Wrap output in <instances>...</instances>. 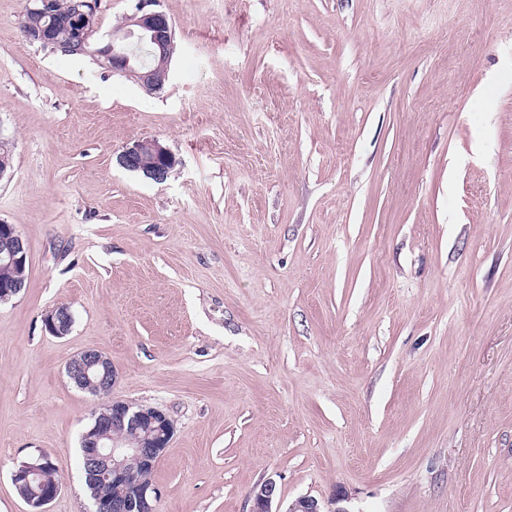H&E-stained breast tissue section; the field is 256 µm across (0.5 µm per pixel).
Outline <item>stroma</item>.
<instances>
[{
  "instance_id": "1",
  "label": "stroma",
  "mask_w": 512,
  "mask_h": 512,
  "mask_svg": "<svg viewBox=\"0 0 512 512\" xmlns=\"http://www.w3.org/2000/svg\"><path fill=\"white\" fill-rule=\"evenodd\" d=\"M0 0V512L47 456L91 512L80 438L114 398L169 415L156 512H250L277 484L350 512H512V0H160L149 94L27 41ZM156 139L154 182L118 163ZM68 306L70 333L44 315ZM176 163L174 155L156 139L136 140L126 145L119 155V164L131 171L142 172L154 181H164ZM3 235L12 242L11 247L6 250H2L7 246ZM0 237V273L10 277L2 283L0 281L2 302L17 296L24 289V278L20 277V274L25 270L29 248L16 225L0 224ZM276 497V484L268 480L257 486L252 492L253 506L251 512H273L272 503Z\"/></svg>"
}]
</instances>
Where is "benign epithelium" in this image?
I'll list each match as a JSON object with an SVG mask.
<instances>
[{
    "label": "benign epithelium",
    "mask_w": 512,
    "mask_h": 512,
    "mask_svg": "<svg viewBox=\"0 0 512 512\" xmlns=\"http://www.w3.org/2000/svg\"><path fill=\"white\" fill-rule=\"evenodd\" d=\"M100 0H78L71 21L76 26L80 53L102 59L105 66L134 80L148 93L163 89L169 80L170 61L166 54L175 32L169 17L162 11L149 10L148 0L139 4L138 10L127 18L122 37L91 49L93 37L98 32ZM32 14H55L54 0H25L20 15V28L31 43L39 42L54 47L58 42L44 29L29 25ZM176 163L174 155L156 139L136 140L119 155V164L131 171H138L154 181H164L169 169ZM11 240L10 248L0 252V273L7 279L0 282V302L17 296L24 289L20 277L26 267L29 248L14 224H0V237ZM45 327L57 337L68 335L73 317L67 306H58L44 317ZM70 382L79 388L89 386L102 403L92 412V422L81 438L85 467L95 477L118 484L125 495L114 499L95 500V512H155V489L140 481L138 472L131 468L135 460L143 467H152L168 448L174 435V425L169 416L151 406H134L112 398L117 382V371L112 360L96 349H86L73 356L66 365ZM40 466L31 465L12 476L13 483L28 487L40 477ZM59 484L42 486L36 496L25 497L30 512H46V506L56 497ZM276 484L268 480L252 492L251 512H273ZM346 500L343 493L336 494L324 506L310 496L292 502L287 512H349L340 506Z\"/></svg>",
    "instance_id": "benign-epithelium-1"
}]
</instances>
